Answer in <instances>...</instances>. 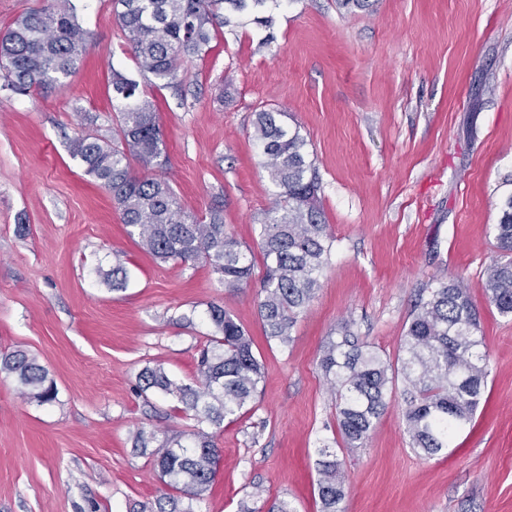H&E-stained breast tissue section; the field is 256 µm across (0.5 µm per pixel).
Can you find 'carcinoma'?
Here are the masks:
<instances>
[{"mask_svg":"<svg viewBox=\"0 0 512 512\" xmlns=\"http://www.w3.org/2000/svg\"><path fill=\"white\" fill-rule=\"evenodd\" d=\"M116 20L141 75L157 87L183 86L185 63L204 56L212 31L231 23L230 15L248 8L247 0H113ZM91 46V36L78 22L71 0L48 4L18 17L0 32L3 89L17 95L59 91ZM112 108L118 141L107 143L91 135L70 141L72 157L87 175L111 195L122 222L138 237L143 250L162 263L204 262L218 275L221 287L244 291L253 282V259L224 230L221 210L204 216L185 213L169 180L141 176L167 162L157 108L138 81L112 71ZM279 111L255 113L254 139L264 157L263 168L277 188L272 206L260 224L258 247L265 273L257 291L258 313L267 339L286 347L298 315L314 300L320 275L328 264L334 236L321 207V181L306 139L287 128ZM501 259L486 270L485 295L499 314L512 317V195L502 205L494 227ZM96 275L114 290L128 287L130 276L120 257L112 271ZM401 338L400 368L359 342L350 327L323 351L320 368L339 403L338 429L344 447L362 448L376 423L390 407L395 374L403 378L402 411L411 447L431 457L448 447L469 424L484 393L486 354L480 335L479 311L469 288L457 280L425 289ZM209 333L197 359V386L182 384L157 364L142 370L138 390L171 396L198 424L157 442L142 428L132 435V447L154 457L164 485L178 496L157 500L158 512H196L195 503L213 482L221 449L218 429L224 420L247 410L255 401L263 366L253 340L233 315L217 302L206 304ZM0 373L11 377L20 394L37 403L57 399L48 371L23 349L0 357ZM213 428L208 432L201 428ZM317 492L321 512H344L345 498L336 453L318 449ZM239 512H294L286 499H276L262 511L244 502Z\"/></svg>","mask_w":512,"mask_h":512,"instance_id":"obj_1","label":"carcinoma"}]
</instances>
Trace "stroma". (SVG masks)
I'll return each instance as SVG.
<instances>
[{
	"mask_svg": "<svg viewBox=\"0 0 512 512\" xmlns=\"http://www.w3.org/2000/svg\"><path fill=\"white\" fill-rule=\"evenodd\" d=\"M94 44L48 96L0 91V353L28 350L55 402L21 397L0 374V512H154L165 491L140 427L192 430L175 402L135 390L147 366L196 380L208 302L223 303L264 365L253 410L225 422L202 512H238L262 489L321 512L318 450L335 449L345 512H512V319L484 294L499 257L494 226L512 194V0H267L212 33L182 91L140 77L112 0H72ZM159 109L166 177L185 211L223 207L224 227L255 247L276 187L252 122L279 110L299 127L335 237L290 345L269 342L255 290L221 288L207 265L162 263L122 223L111 195L68 150L78 135L114 141L112 70ZM122 257L115 291L96 268ZM462 280L480 312L488 377L470 426L430 458L410 446L402 384L363 448L346 449L320 368L350 326L389 362L417 292ZM193 313V325L180 322Z\"/></svg>",
	"mask_w": 512,
	"mask_h": 512,
	"instance_id": "stroma-1",
	"label": "stroma"
}]
</instances>
